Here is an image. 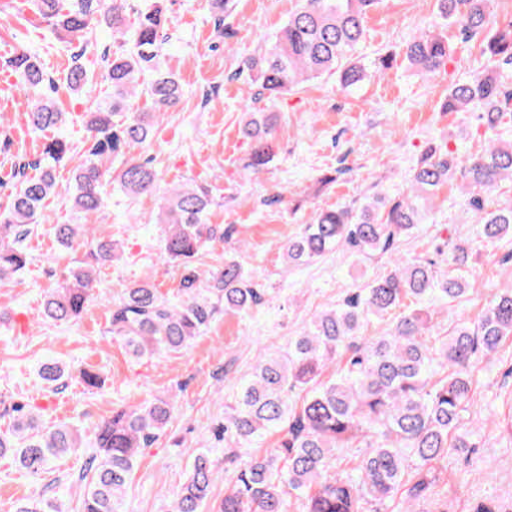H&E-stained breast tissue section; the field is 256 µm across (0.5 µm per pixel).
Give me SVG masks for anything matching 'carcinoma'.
<instances>
[{
  "label": "carcinoma",
  "instance_id": "carcinoma-1",
  "mask_svg": "<svg viewBox=\"0 0 512 512\" xmlns=\"http://www.w3.org/2000/svg\"><path fill=\"white\" fill-rule=\"evenodd\" d=\"M161 0L137 12L130 23L126 0H31L33 12L51 27L67 56L66 87L82 91L90 82L83 58L99 28L112 38L131 39L132 47L104 55L101 79L112 87V100L86 113L84 158L73 169V208L95 213L105 202L112 158L134 148H148L157 118L176 107L185 90L176 74L158 61L167 42ZM302 5L271 42L245 61L256 95L273 99L325 74L336 76L347 91L359 88L371 74L393 67L397 57L424 76L448 61V36L440 29L413 35L397 52L366 62L357 55L366 18L380 0H301ZM442 25H455L468 38L480 39V53L498 68L512 67V20L494 18V0H437ZM233 0H211L216 27ZM18 87L32 94L26 125L45 134L34 159L12 163L8 174L14 193L0 212V284L11 281L28 264L29 236L44 217L46 201L58 192L56 167L71 157L64 134L66 113L54 96L57 86L41 57L19 48L7 60ZM144 94L146 112L124 111L126 102ZM478 112L492 138L476 154H460L429 144L412 169L407 191L375 197L360 205L321 208L310 223L288 240L286 257L294 266L308 265L328 253L345 250L370 257L390 252L396 242L425 223L429 202L442 185L459 180L466 205L487 242L512 239V203L490 209L484 194L512 183V140L498 131L512 126V87L494 71L448 89L443 112ZM250 153L246 167L260 173L276 156L274 116L249 112L241 129ZM36 171L34 176L28 170ZM130 197L158 192V177L148 161L125 159L117 174ZM213 205L203 184L186 182L160 196L165 258L184 270L177 295L168 298L148 281L126 288L110 310L112 337L135 358L187 348L216 316L247 313L262 302V293L234 255L200 285L195 263L207 245L232 238L234 228L209 223ZM57 241L67 249L89 247L88 260L67 270L44 300L45 318L70 323L78 319L98 287L97 269L116 257L112 238L96 235L87 224H54ZM452 269H439L443 257ZM472 247L467 240L435 243L424 257L396 261L366 288L321 312L281 356L261 359L224 411V459L234 465L224 485L219 512H288L287 498L304 501L305 512H365L372 502L397 504L412 512L410 500L438 479L437 465L454 452L474 448L475 431L463 430V413L475 391L480 357L491 355L512 337V289L497 293L472 323L452 321L439 346L428 333L439 309H448L475 287L469 271ZM403 308L386 334L366 336L364 326ZM339 364L336 377L321 376ZM50 390L64 386L66 365L49 361L38 369ZM304 392L299 404L288 393ZM10 433L0 435V456H10L30 475L50 469L55 460L80 447L77 430L41 427L25 406L13 407ZM174 412L168 399L147 401L112 411L97 428L94 450L85 472L81 512H126L125 499L141 449L150 447ZM281 432L279 446L258 455L251 446L268 432ZM361 438L364 451L353 466L336 470V449ZM209 453L195 456L171 512H204L212 487ZM15 512H64L51 498L39 496Z\"/></svg>",
  "mask_w": 512,
  "mask_h": 512
}]
</instances>
